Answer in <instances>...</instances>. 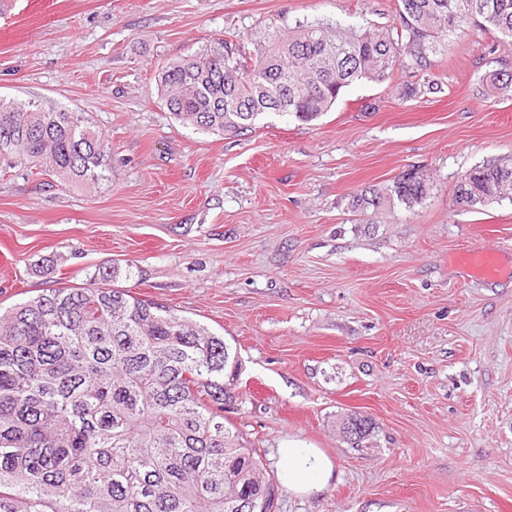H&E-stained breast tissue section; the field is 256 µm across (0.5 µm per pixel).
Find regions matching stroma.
Listing matches in <instances>:
<instances>
[{"label": "stroma", "mask_w": 512, "mask_h": 512, "mask_svg": "<svg viewBox=\"0 0 512 512\" xmlns=\"http://www.w3.org/2000/svg\"><path fill=\"white\" fill-rule=\"evenodd\" d=\"M397 18V0H0V97L85 113L112 145L95 186L0 171V307L116 264L112 287L223 336L227 426L268 473L292 440L334 465L276 512H512V200H455L462 174L512 155V91L482 94L512 45L469 26L430 69L235 136L181 126L154 81L231 24L250 40ZM413 167L432 181L421 204L352 209ZM477 246L501 277H461ZM352 413L375 427L357 447Z\"/></svg>", "instance_id": "stroma-1"}]
</instances>
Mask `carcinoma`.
I'll list each match as a JSON object with an SVG mask.
<instances>
[{
	"instance_id": "cac0c4a2",
	"label": "carcinoma",
	"mask_w": 512,
	"mask_h": 512,
	"mask_svg": "<svg viewBox=\"0 0 512 512\" xmlns=\"http://www.w3.org/2000/svg\"><path fill=\"white\" fill-rule=\"evenodd\" d=\"M472 22L512 42V0H399L397 25L300 23L258 42L233 30L214 46L155 72L181 125L236 135L267 113L311 122L355 82L382 83L396 68L431 66L442 37ZM482 80L512 91V71ZM111 144L81 112L0 98V162L61 185L96 184ZM430 189L407 170L355 195L356 210L408 209ZM512 195V159L461 175L470 208ZM92 275L0 311V512H273L282 489L224 424L235 356L224 337ZM361 420L359 444L374 430Z\"/></svg>"
}]
</instances>
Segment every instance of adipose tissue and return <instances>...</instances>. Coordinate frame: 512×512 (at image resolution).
Here are the masks:
<instances>
[{
	"label": "adipose tissue",
	"mask_w": 512,
	"mask_h": 512,
	"mask_svg": "<svg viewBox=\"0 0 512 512\" xmlns=\"http://www.w3.org/2000/svg\"><path fill=\"white\" fill-rule=\"evenodd\" d=\"M278 478L288 491L309 496L323 490L333 476V464L321 450L292 442L279 449Z\"/></svg>",
	"instance_id": "obj_1"
}]
</instances>
